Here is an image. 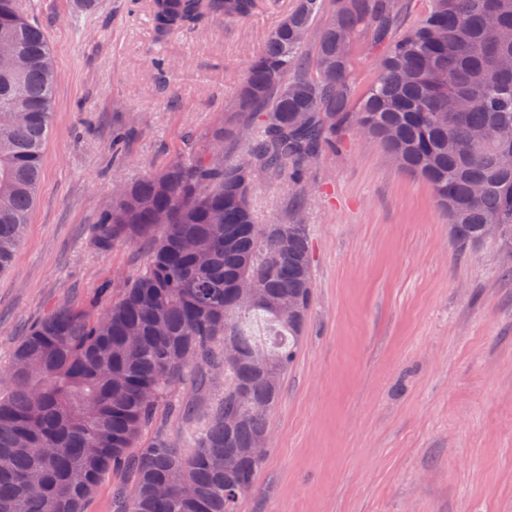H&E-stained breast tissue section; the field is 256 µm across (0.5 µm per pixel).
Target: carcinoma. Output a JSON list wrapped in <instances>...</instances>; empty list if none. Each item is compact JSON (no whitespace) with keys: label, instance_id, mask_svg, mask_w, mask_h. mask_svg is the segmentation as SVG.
Masks as SVG:
<instances>
[{"label":"carcinoma","instance_id":"obj_1","mask_svg":"<svg viewBox=\"0 0 512 512\" xmlns=\"http://www.w3.org/2000/svg\"><path fill=\"white\" fill-rule=\"evenodd\" d=\"M398 0H295L237 83L234 116L206 144L123 185L92 247L150 244L141 270L104 307L58 306L30 326L0 370V512H87L113 474V512H236L261 467L246 451L293 364L312 301L307 225L259 224L261 175L293 188L349 133L379 140L431 185L465 249L497 224L512 248V0H431L400 26ZM262 0H150L159 40L214 20H247ZM381 49L358 92L352 48ZM57 79L44 28L0 0V271L29 223L54 117ZM230 145L240 148L224 158ZM260 288L240 308L233 284ZM265 317L287 337L267 347L243 325ZM241 353L224 360V345ZM238 414L232 428L227 415ZM189 429L172 438V426Z\"/></svg>","mask_w":512,"mask_h":512}]
</instances>
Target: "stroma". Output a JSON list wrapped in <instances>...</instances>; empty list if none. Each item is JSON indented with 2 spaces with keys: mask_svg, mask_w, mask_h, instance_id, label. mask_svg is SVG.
Returning a JSON list of instances; mask_svg holds the SVG:
<instances>
[{
  "mask_svg": "<svg viewBox=\"0 0 512 512\" xmlns=\"http://www.w3.org/2000/svg\"><path fill=\"white\" fill-rule=\"evenodd\" d=\"M49 36L55 116L36 201L0 273V366L51 308L84 304L144 265L145 243L100 253L113 190L203 142L294 0L157 41L149 0H19ZM132 123L125 156L113 126ZM263 224L309 228L312 307L269 415L255 491L237 512H512V249L459 250L431 187L382 143L350 135L301 197L258 178Z\"/></svg>",
  "mask_w": 512,
  "mask_h": 512,
  "instance_id": "1",
  "label": "stroma"
}]
</instances>
